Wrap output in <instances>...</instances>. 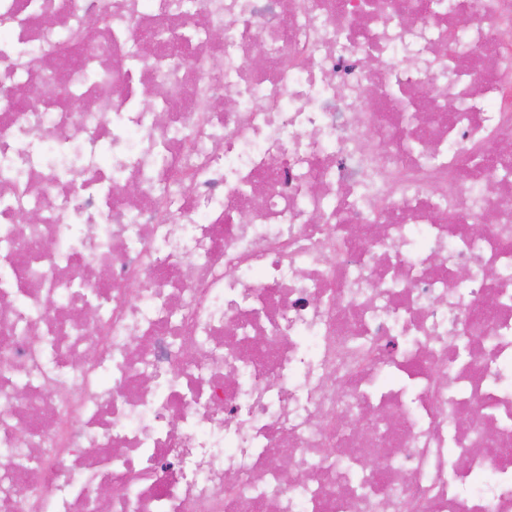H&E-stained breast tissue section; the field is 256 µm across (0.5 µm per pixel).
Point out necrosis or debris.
<instances>
[{
    "label": "necrosis or debris",
    "instance_id": "necrosis-or-debris-1",
    "mask_svg": "<svg viewBox=\"0 0 512 512\" xmlns=\"http://www.w3.org/2000/svg\"><path fill=\"white\" fill-rule=\"evenodd\" d=\"M179 2L0 0V512H512V0Z\"/></svg>",
    "mask_w": 512,
    "mask_h": 512
}]
</instances>
